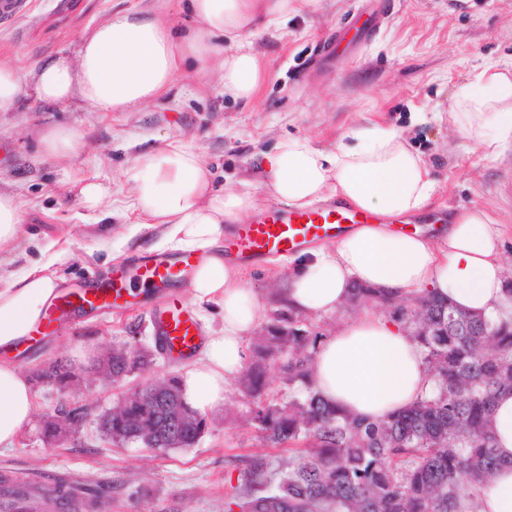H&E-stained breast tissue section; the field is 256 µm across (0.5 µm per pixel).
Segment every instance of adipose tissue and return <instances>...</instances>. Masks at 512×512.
Segmentation results:
<instances>
[{"label":"adipose tissue","instance_id":"1","mask_svg":"<svg viewBox=\"0 0 512 512\" xmlns=\"http://www.w3.org/2000/svg\"><path fill=\"white\" fill-rule=\"evenodd\" d=\"M308 2L188 0L195 25L187 31L159 15L117 12L84 35L75 58L53 57L26 72L0 58V113L17 111L29 90L47 104L77 100L98 112H131L165 95L188 69L217 74L225 95L251 101L266 70L239 39L278 25ZM448 118L462 137L496 156L512 140V74L487 68L459 84ZM260 169L273 198L292 208L336 198L385 216H412L434 191L429 168L395 128H350L332 151L288 137L262 154ZM124 176L142 227L162 225L164 243L203 254L190 282L192 296L214 305L223 326L207 334L180 386L191 409L207 412L223 402L226 383L243 364L244 335L261 316L257 295L242 284L240 265L224 257L226 225L250 216L256 198L214 190L200 155L177 140L137 155ZM501 248L495 219L476 207L453 212L447 227L431 236L366 224L337 238L333 248L296 260L286 296L299 313H333L361 283L395 293L429 292L462 312L494 318L512 308ZM70 258L68 248H58L0 284V351L6 354L0 360V446L11 445L34 412L31 381L9 356L60 295L66 280L59 269ZM430 386L417 341L396 319L364 312L317 346L314 389L351 414L384 419ZM493 430L501 465L480 488L478 512H512L510 392L495 402Z\"/></svg>","mask_w":512,"mask_h":512}]
</instances>
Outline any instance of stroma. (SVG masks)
Listing matches in <instances>:
<instances>
[{
    "mask_svg": "<svg viewBox=\"0 0 512 512\" xmlns=\"http://www.w3.org/2000/svg\"><path fill=\"white\" fill-rule=\"evenodd\" d=\"M361 5L311 0L280 24L243 34L268 73L248 103L226 96L216 75L188 72L134 112L31 99L18 111L1 112L0 193L19 202L21 222L0 247V277L20 273L53 243L66 242L72 258L62 272L68 290L77 291L111 278L115 250L147 253L159 232L132 233L136 217L127 210L123 176L140 152L182 141L203 157L214 189L250 191L267 209L277 202L259 169L262 153L291 136L332 151L348 128L369 120L403 128L427 162L435 182L427 212L480 207L501 224L512 279V197L502 191L512 180V141L491 158L448 122L460 83L490 64L512 69V0H372L383 20L366 36L351 26ZM124 10L157 13L179 27L194 24L187 0H26L13 20L0 22V57L28 70L54 56H75L87 32ZM53 127L81 134L73 155L44 157L41 138ZM80 180L110 186L99 210H86L73 197ZM287 276L288 263L278 258L244 267L243 283L257 294L263 319L286 310ZM173 297L200 326L221 327L218 311L195 305L182 285L125 307L64 318L25 347L18 363L33 378L35 411L13 446L0 447V475L25 477L44 495L59 478L103 488V512H224L245 458L277 464L290 457L289 448L273 447L254 426L253 400L236 379L225 388L223 406L206 413L208 427L192 447L158 453L101 436L98 418L121 396L146 381L181 375L183 360L160 350L154 326L156 312ZM119 348L148 354L147 370L115 384L93 377L94 359ZM56 363L79 376L68 392L36 377ZM63 402L88 415L71 439L47 443L40 423Z\"/></svg>",
    "mask_w": 512,
    "mask_h": 512,
    "instance_id": "1",
    "label": "stroma"
}]
</instances>
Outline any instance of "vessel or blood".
<instances>
[{"label":"vessel or blood","instance_id":"obj_1","mask_svg":"<svg viewBox=\"0 0 512 512\" xmlns=\"http://www.w3.org/2000/svg\"><path fill=\"white\" fill-rule=\"evenodd\" d=\"M384 221L380 214L341 202L282 211L259 210L251 220L233 227L224 251L246 264L267 257H286L312 242L335 238L346 229ZM197 262L194 254L181 253L150 257L135 266L115 269L108 281L58 297L38 330L46 332L64 307L73 313L105 304L122 307L130 302L131 287L158 291L175 287L188 278ZM155 328L157 335L172 343L175 353L189 354L199 344L197 321L177 304H170L157 314Z\"/></svg>","mask_w":512,"mask_h":512}]
</instances>
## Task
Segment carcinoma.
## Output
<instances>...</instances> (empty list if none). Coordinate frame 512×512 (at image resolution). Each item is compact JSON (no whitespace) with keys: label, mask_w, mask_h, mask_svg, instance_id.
<instances>
[{"label":"carcinoma","mask_w":512,"mask_h":512,"mask_svg":"<svg viewBox=\"0 0 512 512\" xmlns=\"http://www.w3.org/2000/svg\"><path fill=\"white\" fill-rule=\"evenodd\" d=\"M392 297L358 284L349 301ZM394 307L413 326L433 387L407 409L382 421L352 416L313 388L320 335L299 314L275 312L254 344L244 387L255 406L253 423L275 445H303L274 472L262 458L239 471L243 490L225 512H469L476 488L499 464L492 408L512 391V318L463 313L430 293ZM281 361L288 396L266 403L265 362ZM103 492L82 500L65 479L50 504L68 512H98Z\"/></svg>","instance_id":"cac0c4a2"}]
</instances>
